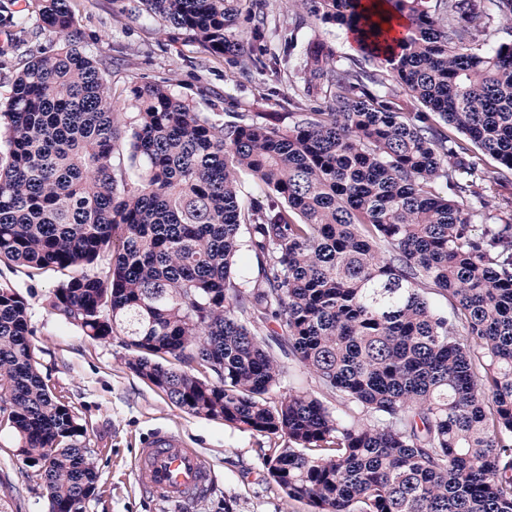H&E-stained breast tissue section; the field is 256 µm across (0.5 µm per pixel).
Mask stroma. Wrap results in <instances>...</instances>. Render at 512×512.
Here are the masks:
<instances>
[{"mask_svg": "<svg viewBox=\"0 0 512 512\" xmlns=\"http://www.w3.org/2000/svg\"><path fill=\"white\" fill-rule=\"evenodd\" d=\"M80 44L103 62L115 110L129 112L131 85L168 79L173 93L199 112H286L300 86L292 69L312 41H335L344 56L353 51L341 29L311 21L290 26L287 0H266L270 27L293 30V46L271 36L268 55L281 61L278 80L243 73L228 58H215L184 38L165 33L160 21L127 11L122 0H74ZM52 38L31 27L19 43L0 40V99L6 98L16 70L29 53L47 49ZM54 268L28 269L0 264V285L27 303L38 368L83 428L82 446L96 459L101 478L83 512H162L142 494L134 464L139 448L157 430L181 434L214 470L215 486L193 512H310L288 499L262 463L266 438L207 420L172 404L127 365L120 337L93 341L48 302L63 280ZM12 431L0 428V512H48L46 491L34 468L14 453Z\"/></svg>", "mask_w": 512, "mask_h": 512, "instance_id": "stroma-1", "label": "stroma"}]
</instances>
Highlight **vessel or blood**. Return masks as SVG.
Listing matches in <instances>:
<instances>
[{"label": "vessel or blood", "instance_id": "obj_1", "mask_svg": "<svg viewBox=\"0 0 512 512\" xmlns=\"http://www.w3.org/2000/svg\"><path fill=\"white\" fill-rule=\"evenodd\" d=\"M136 470L145 495L165 512H188L214 483L213 472L197 449L179 434L158 431L139 449Z\"/></svg>", "mask_w": 512, "mask_h": 512}]
</instances>
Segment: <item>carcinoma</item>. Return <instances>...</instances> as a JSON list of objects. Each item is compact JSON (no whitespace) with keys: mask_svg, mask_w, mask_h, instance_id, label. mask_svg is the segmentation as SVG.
<instances>
[{"mask_svg":"<svg viewBox=\"0 0 512 512\" xmlns=\"http://www.w3.org/2000/svg\"><path fill=\"white\" fill-rule=\"evenodd\" d=\"M72 2L0 13L10 33L34 21L57 40L0 102V263L71 271L51 308L92 340L120 337L177 407L267 438L271 480L311 512H512V197L487 170L512 171V0H289L362 37L358 60L334 41L304 49L299 79L323 106L197 112L154 80L130 88L128 122ZM140 3L278 77L265 0ZM396 16L406 34L386 59ZM31 336L24 299L0 286L17 456L49 512H83L99 469ZM283 355L317 392L281 393Z\"/></svg>","mask_w":512,"mask_h":512,"instance_id":"1","label":"carcinoma"}]
</instances>
